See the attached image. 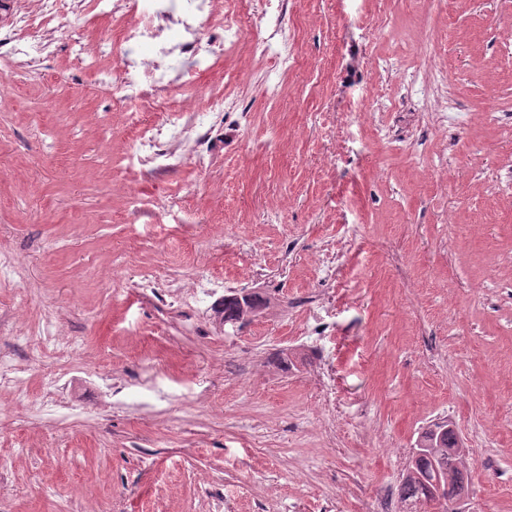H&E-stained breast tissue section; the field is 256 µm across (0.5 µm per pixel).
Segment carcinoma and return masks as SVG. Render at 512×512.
<instances>
[{
	"instance_id": "carcinoma-1",
	"label": "carcinoma",
	"mask_w": 512,
	"mask_h": 512,
	"mask_svg": "<svg viewBox=\"0 0 512 512\" xmlns=\"http://www.w3.org/2000/svg\"><path fill=\"white\" fill-rule=\"evenodd\" d=\"M415 447L427 449L428 457L409 459L398 487L402 504L428 499L432 494L429 479L436 475L449 479L453 496H468V468L459 453V437L451 422L444 420L427 426L419 433Z\"/></svg>"
}]
</instances>
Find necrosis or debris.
<instances>
[{
    "label": "necrosis or debris",
    "instance_id": "obj_1",
    "mask_svg": "<svg viewBox=\"0 0 512 512\" xmlns=\"http://www.w3.org/2000/svg\"><path fill=\"white\" fill-rule=\"evenodd\" d=\"M33 10L16 14L0 28V74L9 76L19 59L29 56L31 38L42 28L62 23L66 0H35ZM225 12L214 0H92L96 14L110 18L121 33L113 43L112 30L98 34L100 46L117 57L121 79L112 94L128 112L164 113L153 127L132 130L131 150L145 166L164 170L182 164L172 146L192 139L195 166L204 167L208 142L219 118L206 110L184 121L185 107L173 90L193 85L197 74L223 61L241 43H249L256 60L268 65L271 75L283 79L298 67L299 55L272 29L285 0H227ZM150 48L142 57V48Z\"/></svg>",
    "mask_w": 512,
    "mask_h": 512
}]
</instances>
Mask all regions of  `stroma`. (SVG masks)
Segmentation results:
<instances>
[{
	"mask_svg": "<svg viewBox=\"0 0 512 512\" xmlns=\"http://www.w3.org/2000/svg\"><path fill=\"white\" fill-rule=\"evenodd\" d=\"M108 23L82 6L37 54L42 79L0 76V512H373L384 495L400 512L442 418L471 512H512V198L491 189L504 138L477 119L512 114V0H304L282 17L301 68L269 88L244 43L200 73L188 110L220 96L231 119L205 169L159 174L128 130L160 115L121 111L73 58L80 34L112 67ZM407 65L449 81L408 85ZM405 101L424 115L410 151L377 132ZM351 236L324 282L317 257ZM147 267L167 289L134 288ZM200 267L205 305H173ZM242 288L267 307L221 324ZM321 294L318 349L300 321Z\"/></svg>",
	"mask_w": 512,
	"mask_h": 512,
	"instance_id": "35a3bbf8",
	"label": "stroma"
}]
</instances>
